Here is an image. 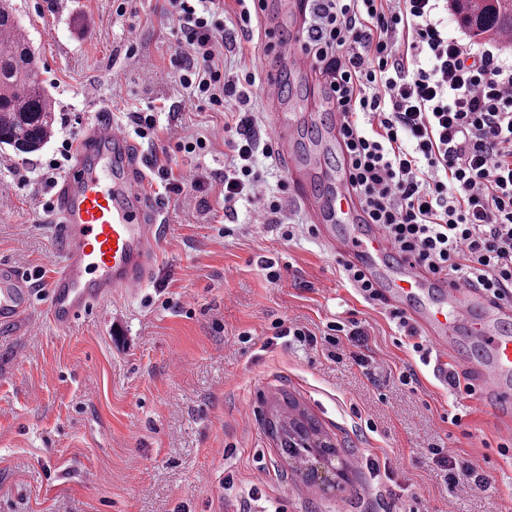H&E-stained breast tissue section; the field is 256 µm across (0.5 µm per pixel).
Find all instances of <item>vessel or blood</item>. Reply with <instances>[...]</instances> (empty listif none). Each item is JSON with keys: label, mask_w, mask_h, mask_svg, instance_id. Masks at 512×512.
I'll return each instance as SVG.
<instances>
[{"label": "vessel or blood", "mask_w": 512, "mask_h": 512, "mask_svg": "<svg viewBox=\"0 0 512 512\" xmlns=\"http://www.w3.org/2000/svg\"><path fill=\"white\" fill-rule=\"evenodd\" d=\"M310 71L294 42L275 40L265 66L268 110L280 157L288 167L295 200L326 240L373 283L383 301L403 312L440 357L459 348L457 325L472 318L476 356L469 377L495 420H512V301L486 296L433 275L399 252L382 229L368 224L353 193L344 161L323 181L303 168L294 119L279 108L284 70ZM148 174L138 145L105 120L86 128L67 175L53 196L50 222L59 269L45 292L50 319L60 328L119 294L140 288L154 268L162 226L160 210L147 191ZM341 224L342 236L328 234ZM31 296V279L0 262V328L19 322Z\"/></svg>", "instance_id": "obj_1"}]
</instances>
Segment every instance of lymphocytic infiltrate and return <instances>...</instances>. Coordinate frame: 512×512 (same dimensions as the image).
I'll return each instance as SVG.
<instances>
[{
  "label": "lymphocytic infiltrate",
  "instance_id": "obj_1",
  "mask_svg": "<svg viewBox=\"0 0 512 512\" xmlns=\"http://www.w3.org/2000/svg\"><path fill=\"white\" fill-rule=\"evenodd\" d=\"M442 0H311L302 52L341 114L352 192L369 223L428 272L512 299V38L476 45L451 37ZM179 82L200 107L235 113L224 125V216L252 205L258 224H288L284 195L255 166L277 148L261 132L250 68H230L237 33L252 31L256 0H168ZM277 337L325 343L333 358L364 342L360 321L276 324ZM430 453L449 498L490 481L469 458Z\"/></svg>",
  "mask_w": 512,
  "mask_h": 512
}]
</instances>
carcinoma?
Instances as JSON below:
<instances>
[{
  "mask_svg": "<svg viewBox=\"0 0 512 512\" xmlns=\"http://www.w3.org/2000/svg\"><path fill=\"white\" fill-rule=\"evenodd\" d=\"M454 14L475 36L493 38L512 32V5L507 2L490 10L463 5ZM2 31L16 37L0 47V145L28 154L39 150L50 137L55 103L35 70L32 46L10 0H0Z\"/></svg>",
  "mask_w": 512,
  "mask_h": 512,
  "instance_id": "carcinoma-1",
  "label": "carcinoma"
}]
</instances>
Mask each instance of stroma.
Listing matches in <instances>:
<instances>
[{"mask_svg":"<svg viewBox=\"0 0 512 512\" xmlns=\"http://www.w3.org/2000/svg\"><path fill=\"white\" fill-rule=\"evenodd\" d=\"M56 102L52 139L30 155L0 149V262L53 276L45 167L58 137L79 139L106 118L127 122L167 106L144 157L205 177L178 196L150 184L163 224L158 259L136 292L57 328L42 294L14 333L0 332V512H446L447 485L428 450L479 461L487 491L458 512H512L506 435L479 396L453 397L398 334L386 306L367 303L339 273L336 249L295 207L293 237L257 224L248 207L224 219V115L197 109L172 60L164 0L116 16L112 0H15ZM136 55H129V47ZM213 135L208 153L176 141ZM281 279L270 282L265 262ZM355 318L367 366L275 338L276 322L315 333ZM413 366L418 382L400 376ZM288 394L315 417L347 465L343 490L303 484L263 423ZM462 414L461 426L447 420ZM389 473L368 469L367 458Z\"/></svg>","mask_w":512,"mask_h":512,"instance_id":"1","label":"stroma"}]
</instances>
